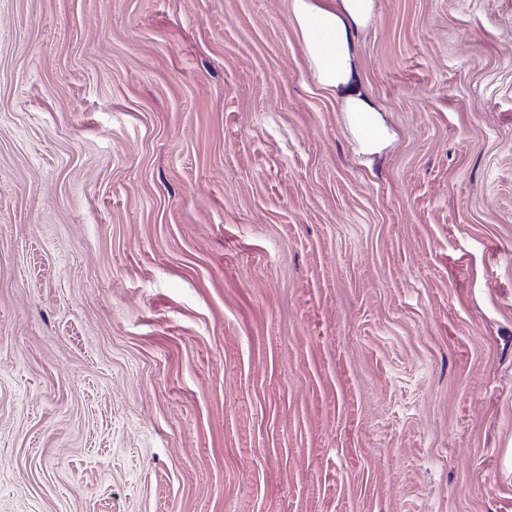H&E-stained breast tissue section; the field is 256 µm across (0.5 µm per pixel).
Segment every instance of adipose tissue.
<instances>
[{"label":"adipose tissue","instance_id":"1","mask_svg":"<svg viewBox=\"0 0 512 512\" xmlns=\"http://www.w3.org/2000/svg\"><path fill=\"white\" fill-rule=\"evenodd\" d=\"M375 10L376 0H288L312 76L336 99L365 156L380 154L394 139L382 106L360 77L356 54V35Z\"/></svg>","mask_w":512,"mask_h":512}]
</instances>
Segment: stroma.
<instances>
[{
	"mask_svg": "<svg viewBox=\"0 0 512 512\" xmlns=\"http://www.w3.org/2000/svg\"><path fill=\"white\" fill-rule=\"evenodd\" d=\"M363 160L287 0H0V512H512V0H377Z\"/></svg>",
	"mask_w": 512,
	"mask_h": 512,
	"instance_id": "stroma-1",
	"label": "stroma"
}]
</instances>
